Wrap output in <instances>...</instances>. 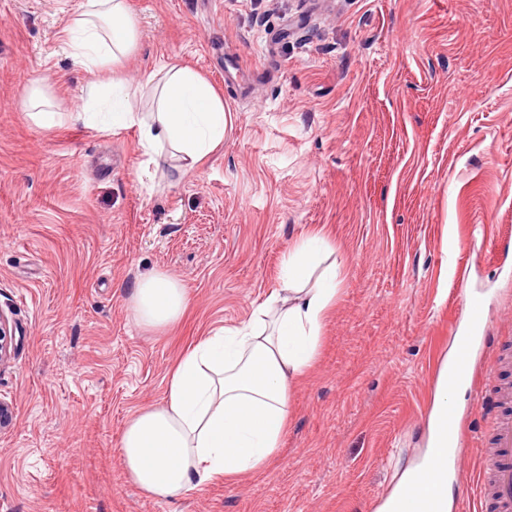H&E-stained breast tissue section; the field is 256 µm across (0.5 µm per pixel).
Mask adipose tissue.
Here are the masks:
<instances>
[{
  "label": "adipose tissue",
  "instance_id": "obj_1",
  "mask_svg": "<svg viewBox=\"0 0 512 512\" xmlns=\"http://www.w3.org/2000/svg\"><path fill=\"white\" fill-rule=\"evenodd\" d=\"M136 23L127 0H87L65 31L73 60L90 73L119 65L134 53ZM157 108L144 118L122 81L112 84V103L98 111L89 97L77 111L55 109L40 89L29 97L40 127L63 121L138 127L145 156L166 145L185 169H193L224 140V103L213 86L188 67L165 70ZM334 248L320 233L298 239L284 262L281 288L257 306L247 323L223 327L187 348L169 376L166 399L135 413L122 433L119 453L128 480L146 496L170 501L215 475L227 478L264 471L278 454L288 428L289 398L314 364L324 318L339 286L336 264H322ZM189 305L186 288L155 270L143 275L130 296L137 322L163 332ZM464 374L444 359L435 381L427 437L418 463L410 465L378 512H413V496L431 494L434 512H448L445 418Z\"/></svg>",
  "mask_w": 512,
  "mask_h": 512
}]
</instances>
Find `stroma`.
<instances>
[{
  "label": "stroma",
  "instance_id": "stroma-1",
  "mask_svg": "<svg viewBox=\"0 0 512 512\" xmlns=\"http://www.w3.org/2000/svg\"><path fill=\"white\" fill-rule=\"evenodd\" d=\"M83 0H0V512H376L418 461L459 276L484 333L512 336V0H128L118 76L187 66L220 92L224 142L192 170L147 164L137 127L37 126L34 87L77 110L89 75L63 43ZM336 249L339 293L294 386L280 453L171 501L128 480L127 420L161 404L186 348L248 320L301 236ZM162 270L189 294L151 332L129 304ZM465 385L463 478L476 512L489 414Z\"/></svg>",
  "mask_w": 512,
  "mask_h": 512
}]
</instances>
